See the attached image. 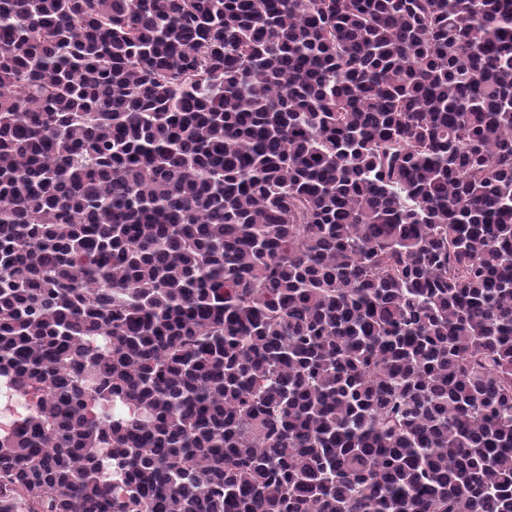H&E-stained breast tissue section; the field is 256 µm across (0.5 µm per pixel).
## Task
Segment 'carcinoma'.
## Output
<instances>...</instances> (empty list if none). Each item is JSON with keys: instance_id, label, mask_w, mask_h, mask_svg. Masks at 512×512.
<instances>
[{"instance_id": "cac0c4a2", "label": "carcinoma", "mask_w": 512, "mask_h": 512, "mask_svg": "<svg viewBox=\"0 0 512 512\" xmlns=\"http://www.w3.org/2000/svg\"><path fill=\"white\" fill-rule=\"evenodd\" d=\"M0 512H512V0H0Z\"/></svg>"}]
</instances>
